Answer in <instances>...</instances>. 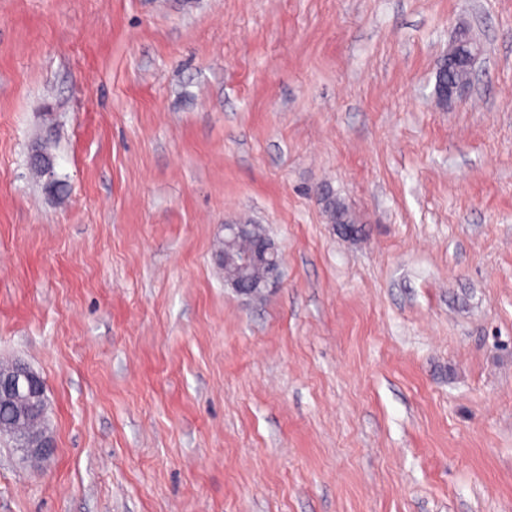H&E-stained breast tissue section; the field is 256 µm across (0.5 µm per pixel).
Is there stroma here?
<instances>
[{"instance_id": "obj_1", "label": "stroma", "mask_w": 512, "mask_h": 512, "mask_svg": "<svg viewBox=\"0 0 512 512\" xmlns=\"http://www.w3.org/2000/svg\"><path fill=\"white\" fill-rule=\"evenodd\" d=\"M10 360L56 448L0 439V512H512V0H0ZM29 159L31 167L37 169L40 173L41 178L44 179L46 191L49 193H53L56 181L55 160L44 156L38 149L31 153ZM327 188V187H326ZM329 191H320L317 192V198L319 203L323 206L325 212L328 215L329 221L331 224H336V221H341L346 224H336V228L340 233H344L346 235H352L353 229L350 225L352 224L356 228V236L358 237L362 233V227L356 224L354 218L348 211V209L344 206L343 203L336 200V196L330 190ZM337 201V202H336ZM353 237V238H355ZM278 255V261L270 256ZM231 265L240 268L259 267L263 271L265 288H272L281 275V255L278 245L261 237L252 252L233 258L227 257ZM42 421L38 430L25 435L19 445V451L22 453V459L43 458L49 455L54 448V439L49 427Z\"/></svg>"}]
</instances>
